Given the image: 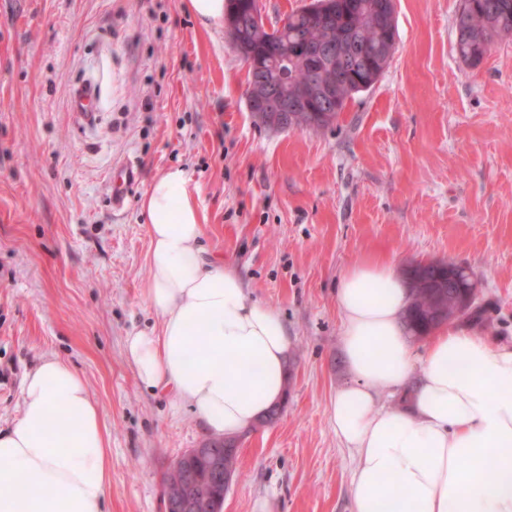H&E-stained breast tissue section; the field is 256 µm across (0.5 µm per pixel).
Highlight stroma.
Listing matches in <instances>:
<instances>
[{
    "mask_svg": "<svg viewBox=\"0 0 512 512\" xmlns=\"http://www.w3.org/2000/svg\"><path fill=\"white\" fill-rule=\"evenodd\" d=\"M460 3L396 0L389 66L312 131L252 117L245 63L187 0H0V427L20 416L24 375L67 360L106 426L108 512H163L165 475L209 434L138 382L124 343L157 325L141 200L179 167L202 248L292 337L283 413L238 435L224 512H351L354 458L328 414L349 380L340 273L369 257L465 265L481 283L470 328L512 340V37L466 65ZM99 74L85 127L72 94ZM122 163L136 177L116 209Z\"/></svg>",
    "mask_w": 512,
    "mask_h": 512,
    "instance_id": "1",
    "label": "stroma"
}]
</instances>
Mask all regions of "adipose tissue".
<instances>
[{
  "label": "adipose tissue",
  "instance_id": "ef3b65f1",
  "mask_svg": "<svg viewBox=\"0 0 512 512\" xmlns=\"http://www.w3.org/2000/svg\"><path fill=\"white\" fill-rule=\"evenodd\" d=\"M141 208L158 319L127 336L141 385L172 390L214 435L250 430L285 394L290 336L241 276L205 256L185 171L156 176ZM410 294L392 261L370 257L336 284L350 381L329 406L353 452L351 512H512V342L443 325L415 352L402 317ZM411 389L407 410L382 391ZM21 416L0 429V512H106L107 438L84 378L43 359L22 383Z\"/></svg>",
  "mask_w": 512,
  "mask_h": 512
}]
</instances>
